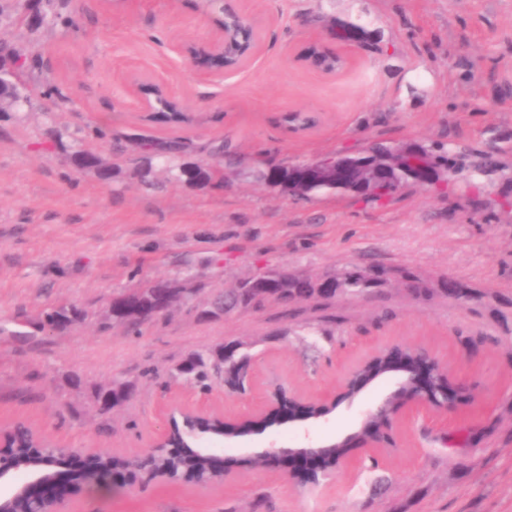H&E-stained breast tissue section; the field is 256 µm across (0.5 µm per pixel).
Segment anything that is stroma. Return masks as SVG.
Returning <instances> with one entry per match:
<instances>
[{
  "label": "stroma",
  "instance_id": "1",
  "mask_svg": "<svg viewBox=\"0 0 512 512\" xmlns=\"http://www.w3.org/2000/svg\"><path fill=\"white\" fill-rule=\"evenodd\" d=\"M256 25L257 50L237 74L204 78L180 43L219 30L203 0H62L64 22L12 32L39 53L58 98L0 112V427L31 426L78 454L130 458L182 400L237 415L275 386L307 396L336 390L378 348H430L474 387L453 412L410 413L392 443L352 449L330 480L301 485L277 467L233 468L209 489L145 481L113 492L76 491L61 512H512V0H233ZM360 26L358 41L333 39ZM346 65L326 74L303 60L313 42ZM162 77L185 120L163 122L137 104L130 78ZM317 125L291 131V112ZM105 127L82 149L112 168L104 182L75 171L50 129ZM191 142L189 162L213 165L229 141L241 171L220 187L176 177L141 141ZM373 141L444 149L448 183L413 186L384 202L355 195L291 197L257 181V160L289 166ZM497 152L487 173L476 164ZM405 268L431 283L410 295L400 279L330 305L275 303L202 321L212 293L280 270L320 279L344 269ZM160 278L194 293L137 333L101 331L110 298ZM476 293L459 304L446 282ZM82 306L84 323L50 335L47 309ZM245 343V391L203 394L173 380L191 351ZM119 377L131 401L100 415L94 386ZM378 468H371V461Z\"/></svg>",
  "mask_w": 512,
  "mask_h": 512
}]
</instances>
